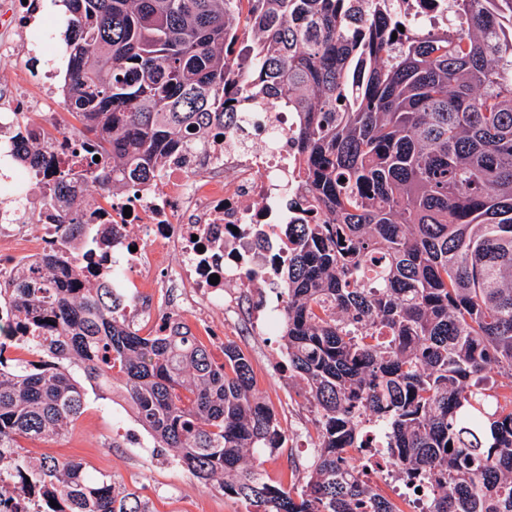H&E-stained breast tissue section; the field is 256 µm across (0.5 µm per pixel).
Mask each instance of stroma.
<instances>
[{
    "label": "stroma",
    "mask_w": 512,
    "mask_h": 512,
    "mask_svg": "<svg viewBox=\"0 0 512 512\" xmlns=\"http://www.w3.org/2000/svg\"><path fill=\"white\" fill-rule=\"evenodd\" d=\"M225 342L236 345L250 360L255 383L266 403L273 408L281 427L292 440L291 453L263 456L262 469L269 484L298 486L315 454L310 405L300 395L301 384L282 366L281 341L261 336L251 328L249 295L224 315ZM144 430L126 432L112 419V402L88 391L84 412L66 436L51 442L22 441L23 452L33 458H74L89 473L136 493L151 512H246L240 499L218 488L203 487L182 468L173 451L147 447Z\"/></svg>",
    "instance_id": "obj_1"
}]
</instances>
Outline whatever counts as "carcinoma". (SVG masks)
<instances>
[{"mask_svg":"<svg viewBox=\"0 0 512 512\" xmlns=\"http://www.w3.org/2000/svg\"><path fill=\"white\" fill-rule=\"evenodd\" d=\"M69 131L98 146L83 176L115 192L157 178L166 157L224 124L228 88L288 97L302 175L322 212L290 224L279 333L289 376L314 409L304 484H269L259 456L288 441L233 345L224 362L186 331L148 336L112 321L101 285L70 295L62 274L16 289L18 314L51 317L30 344L52 364L0 346V465L48 512H149L134 493L73 459H31L18 440L52 441L83 412L85 383L119 395L157 447L247 512H404L364 479L373 432L388 478L431 486L426 512H512V0H453L465 27L392 40L388 0H63ZM248 4L254 45L226 52ZM40 174L36 144L19 149ZM51 192L67 237L88 235ZM452 450H447V447Z\"/></svg>","mask_w":512,"mask_h":512,"instance_id":"cac0c4a2","label":"carcinoma"}]
</instances>
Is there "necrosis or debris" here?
<instances>
[{"label":"necrosis or debris","instance_id":"obj_1","mask_svg":"<svg viewBox=\"0 0 512 512\" xmlns=\"http://www.w3.org/2000/svg\"><path fill=\"white\" fill-rule=\"evenodd\" d=\"M407 31L429 33L461 27L452 0H392ZM0 58L39 52L52 59L48 30L30 34L0 16ZM55 73L38 75L40 98L19 102L12 86H0V330L11 336L14 356L31 338L13 308L19 272L41 273L48 254L76 253L72 285H107L121 303L116 321L142 324L146 334L165 336L184 327L183 316L205 317L232 306L249 289L258 334H278L284 283L278 270L290 242L282 228L298 223L308 188L300 178L292 145L299 115L287 101L256 100L240 89L232 100L235 119L189 140L165 161L159 177L86 208L89 238L67 240L58 213L35 191V179L19 164L20 142L44 144L53 168L70 165L73 140L54 127ZM218 284H210L211 275ZM15 470H0V512H46L41 493L16 491Z\"/></svg>","mask_w":512,"mask_h":512}]
</instances>
